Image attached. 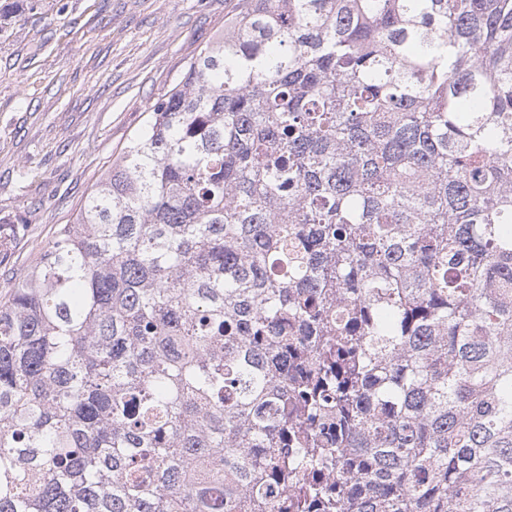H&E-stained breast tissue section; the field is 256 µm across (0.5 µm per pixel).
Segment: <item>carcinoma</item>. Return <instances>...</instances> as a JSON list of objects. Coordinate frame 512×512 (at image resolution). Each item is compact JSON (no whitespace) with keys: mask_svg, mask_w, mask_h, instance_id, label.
Returning a JSON list of instances; mask_svg holds the SVG:
<instances>
[{"mask_svg":"<svg viewBox=\"0 0 512 512\" xmlns=\"http://www.w3.org/2000/svg\"><path fill=\"white\" fill-rule=\"evenodd\" d=\"M0 512H512V0H239L0 299Z\"/></svg>","mask_w":512,"mask_h":512,"instance_id":"obj_1","label":"carcinoma"}]
</instances>
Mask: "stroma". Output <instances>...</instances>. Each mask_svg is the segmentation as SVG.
Listing matches in <instances>:
<instances>
[{
	"instance_id": "obj_1",
	"label": "stroma",
	"mask_w": 512,
	"mask_h": 512,
	"mask_svg": "<svg viewBox=\"0 0 512 512\" xmlns=\"http://www.w3.org/2000/svg\"><path fill=\"white\" fill-rule=\"evenodd\" d=\"M237 0H0V290L27 273Z\"/></svg>"
}]
</instances>
